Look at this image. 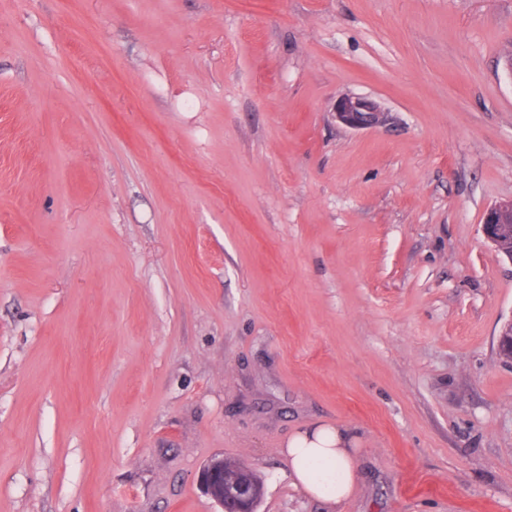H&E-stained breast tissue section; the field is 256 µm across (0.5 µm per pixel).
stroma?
Here are the masks:
<instances>
[{"mask_svg": "<svg viewBox=\"0 0 512 512\" xmlns=\"http://www.w3.org/2000/svg\"><path fill=\"white\" fill-rule=\"evenodd\" d=\"M512 0H0V512H512ZM344 95L386 121L350 130ZM481 228L485 238L499 253L504 251L502 246L508 244L509 252L505 254L512 261V201L489 207L483 215ZM355 438L350 429L337 426H318L292 436L286 452L294 483L312 498L337 509L351 491L354 460L350 446ZM312 467L322 468L319 476L312 474ZM332 471L339 473L341 480L329 490L326 487L335 486L334 481L327 483ZM227 461L235 466L237 462ZM224 457L212 458L200 473V482L213 502L225 512H257L264 497V488L253 481V471L248 466L239 465L235 474H226ZM225 506H232L229 511Z\"/></svg>", "mask_w": 512, "mask_h": 512, "instance_id": "1", "label": "stroma"}]
</instances>
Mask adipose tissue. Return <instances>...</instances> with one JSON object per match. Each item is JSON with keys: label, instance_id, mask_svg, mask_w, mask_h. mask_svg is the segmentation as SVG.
Returning <instances> with one entry per match:
<instances>
[{"label": "adipose tissue", "instance_id": "adipose-tissue-1", "mask_svg": "<svg viewBox=\"0 0 512 512\" xmlns=\"http://www.w3.org/2000/svg\"><path fill=\"white\" fill-rule=\"evenodd\" d=\"M354 439L350 429L337 426H318L292 436L286 452L296 484L312 498L339 506L353 483ZM334 472L341 480L330 490L326 484Z\"/></svg>", "mask_w": 512, "mask_h": 512}]
</instances>
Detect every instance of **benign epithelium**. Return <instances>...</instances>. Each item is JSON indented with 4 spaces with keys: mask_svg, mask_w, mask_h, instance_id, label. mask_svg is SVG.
Wrapping results in <instances>:
<instances>
[{
    "mask_svg": "<svg viewBox=\"0 0 512 512\" xmlns=\"http://www.w3.org/2000/svg\"><path fill=\"white\" fill-rule=\"evenodd\" d=\"M335 114L338 122L354 130L377 127L386 119V113L378 102L360 95L339 99ZM481 228L497 251L508 245L506 256L512 261V201L489 207L483 215ZM498 352L501 357L512 360V320L503 326L499 334ZM251 474V468L246 465L239 467L236 473L228 474L224 458H213L203 467L200 482L206 495L223 512L228 506L233 507L232 512H257L264 490L253 481Z\"/></svg>",
    "mask_w": 512,
    "mask_h": 512,
    "instance_id": "1",
    "label": "benign epithelium"
}]
</instances>
